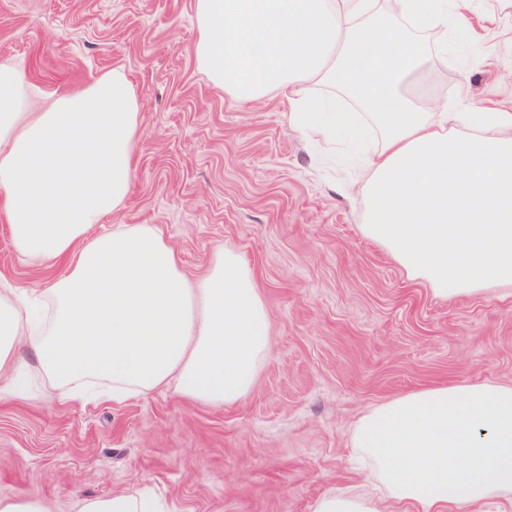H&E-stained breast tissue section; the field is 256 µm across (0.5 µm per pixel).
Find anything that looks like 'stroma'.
<instances>
[{"instance_id":"stroma-1","label":"stroma","mask_w":512,"mask_h":512,"mask_svg":"<svg viewBox=\"0 0 512 512\" xmlns=\"http://www.w3.org/2000/svg\"><path fill=\"white\" fill-rule=\"evenodd\" d=\"M194 0H0V56L40 94L125 75L142 105L128 205L113 224H155L185 270L235 249L270 314L272 350L252 393L229 407L159 391L121 404L63 403L45 388L0 403V496L55 512L142 488L172 512H311L357 476L348 448L369 405L473 380H512V297L440 299L360 232L357 170L292 125L279 97L240 105L193 55ZM431 77L474 107L512 103V30ZM0 273L29 285L0 219Z\"/></svg>"}]
</instances>
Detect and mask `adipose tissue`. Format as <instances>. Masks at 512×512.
<instances>
[{
	"instance_id": "1",
	"label": "adipose tissue",
	"mask_w": 512,
	"mask_h": 512,
	"mask_svg": "<svg viewBox=\"0 0 512 512\" xmlns=\"http://www.w3.org/2000/svg\"><path fill=\"white\" fill-rule=\"evenodd\" d=\"M478 0H194L198 67L248 105L278 94L310 138L348 147L364 237L439 298L512 294V106L449 108L429 60L475 38ZM0 60V217L17 256L56 273L0 275V401L34 379L59 401L121 404L162 389L246 398L271 350L253 272L230 247L185 272L153 224H98L127 203L140 103L119 72L34 104ZM351 449L365 482L313 512H512V385L464 382L370 407ZM76 512H169L157 497H87Z\"/></svg>"
}]
</instances>
